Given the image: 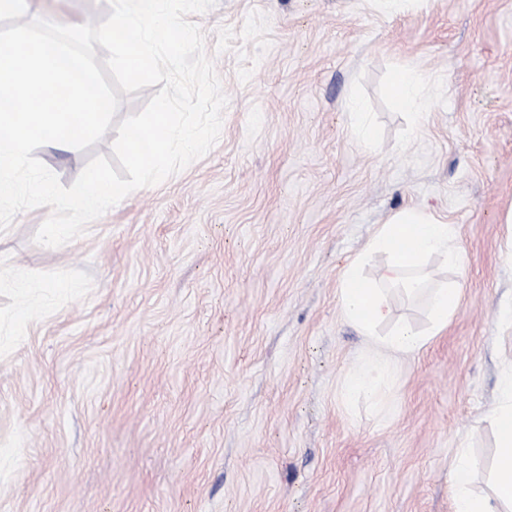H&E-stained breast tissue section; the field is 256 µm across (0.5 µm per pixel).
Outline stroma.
I'll return each mask as SVG.
<instances>
[{
  "label": "stroma",
  "instance_id": "obj_1",
  "mask_svg": "<svg viewBox=\"0 0 512 512\" xmlns=\"http://www.w3.org/2000/svg\"><path fill=\"white\" fill-rule=\"evenodd\" d=\"M219 140L72 242L0 233V512H452L458 449L492 490L512 368V0H217L195 16ZM424 79L418 133L393 71ZM360 95L373 143L347 128ZM36 149L63 186L110 155ZM406 207L452 224L445 333L380 404L343 387L368 340L344 264Z\"/></svg>",
  "mask_w": 512,
  "mask_h": 512
}]
</instances>
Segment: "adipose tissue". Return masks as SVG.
<instances>
[{
    "instance_id": "obj_1",
    "label": "adipose tissue",
    "mask_w": 512,
    "mask_h": 512,
    "mask_svg": "<svg viewBox=\"0 0 512 512\" xmlns=\"http://www.w3.org/2000/svg\"><path fill=\"white\" fill-rule=\"evenodd\" d=\"M421 75L409 68L398 69L390 86L395 104L410 110V127L418 129L422 115ZM452 225L418 209H403L379 227L363 254L348 261L343 269L340 310L344 320L370 337L371 349L354 369L345 387L346 398L378 401L392 379L395 358L422 351L448 327V319L459 305L458 289L438 286L423 299L429 325L420 329L405 320H394L389 289L404 283L406 274L426 276L429 257L440 256L445 265L461 267L463 257L455 246ZM384 261L374 277L364 274L369 257ZM499 404L491 415L497 431V454L492 493L475 494L471 482L475 465L468 449L457 451L452 470L453 512H512V373H505L499 386Z\"/></svg>"
}]
</instances>
